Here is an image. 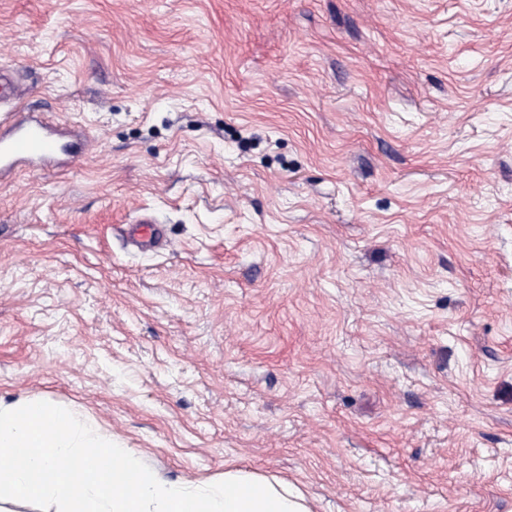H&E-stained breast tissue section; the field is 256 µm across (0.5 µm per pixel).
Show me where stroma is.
Segmentation results:
<instances>
[{"instance_id": "obj_1", "label": "stroma", "mask_w": 512, "mask_h": 512, "mask_svg": "<svg viewBox=\"0 0 512 512\" xmlns=\"http://www.w3.org/2000/svg\"><path fill=\"white\" fill-rule=\"evenodd\" d=\"M1 67L91 146L0 179V402L168 482L512 512V0H0Z\"/></svg>"}]
</instances>
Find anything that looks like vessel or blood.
I'll return each mask as SVG.
<instances>
[{"mask_svg":"<svg viewBox=\"0 0 512 512\" xmlns=\"http://www.w3.org/2000/svg\"><path fill=\"white\" fill-rule=\"evenodd\" d=\"M69 143L54 121L27 112L0 117V177L23 163L60 167L73 158Z\"/></svg>","mask_w":512,"mask_h":512,"instance_id":"obj_1","label":"vessel or blood"}]
</instances>
